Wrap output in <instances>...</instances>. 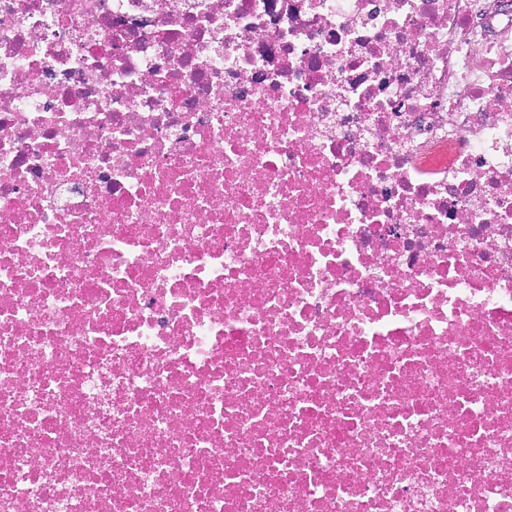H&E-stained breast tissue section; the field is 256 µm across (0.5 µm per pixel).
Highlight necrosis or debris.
Here are the masks:
<instances>
[{"label":"necrosis or debris","mask_w":512,"mask_h":512,"mask_svg":"<svg viewBox=\"0 0 512 512\" xmlns=\"http://www.w3.org/2000/svg\"><path fill=\"white\" fill-rule=\"evenodd\" d=\"M0 512H512V0H0Z\"/></svg>","instance_id":"obj_1"}]
</instances>
